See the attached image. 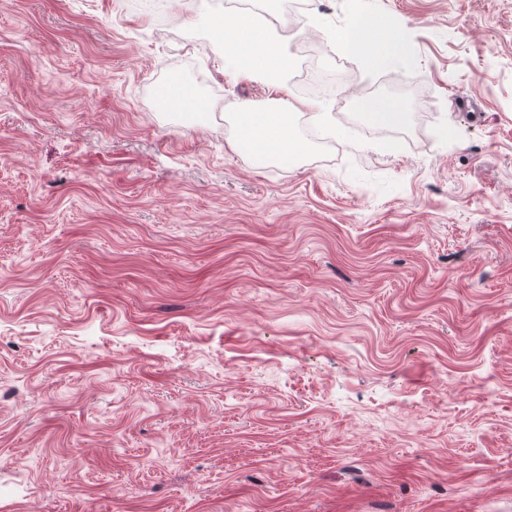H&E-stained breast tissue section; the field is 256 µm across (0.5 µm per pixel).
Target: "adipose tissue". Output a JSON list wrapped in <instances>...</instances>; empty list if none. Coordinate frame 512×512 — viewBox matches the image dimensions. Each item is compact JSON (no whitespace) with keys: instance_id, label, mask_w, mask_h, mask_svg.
<instances>
[{"instance_id":"1","label":"adipose tissue","mask_w":512,"mask_h":512,"mask_svg":"<svg viewBox=\"0 0 512 512\" xmlns=\"http://www.w3.org/2000/svg\"><path fill=\"white\" fill-rule=\"evenodd\" d=\"M381 25L371 21L368 26L351 25L343 33L344 40L354 51H361L366 43L380 42V52L374 61L392 56L402 35L392 32L389 39H381ZM219 35L224 46L225 72L252 74L263 78L270 86L285 90L284 75L288 69L287 57L271 36V27L256 23L251 16L238 14L220 21ZM238 151L263 160L275 159L294 162L304 151V143L295 135L284 109H255L243 106L240 110Z\"/></svg>"}]
</instances>
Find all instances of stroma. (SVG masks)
Masks as SVG:
<instances>
[{
  "mask_svg": "<svg viewBox=\"0 0 512 512\" xmlns=\"http://www.w3.org/2000/svg\"><path fill=\"white\" fill-rule=\"evenodd\" d=\"M254 2L290 165L224 0H0V512H512V0ZM224 46V71L234 75L252 74L270 86L285 91L288 58L271 36L269 24H258L250 15L238 14L219 23ZM381 24L375 19L370 18V24L367 27H360L358 25H351L343 32V39L348 43L352 50L359 52L363 49L364 45L371 41L372 55L376 62L387 60L397 49L401 42V32L395 30L390 33V39L378 37L381 34ZM381 40V52L374 51L372 47L373 42ZM236 149L263 161L275 159L292 163L304 151V143L288 123V109H255L249 105L240 110Z\"/></svg>",
  "mask_w": 512,
  "mask_h": 512,
  "instance_id": "35a3bbf8",
  "label": "stroma"
}]
</instances>
